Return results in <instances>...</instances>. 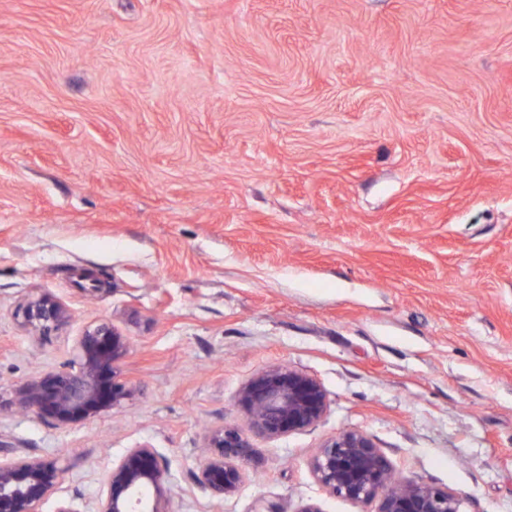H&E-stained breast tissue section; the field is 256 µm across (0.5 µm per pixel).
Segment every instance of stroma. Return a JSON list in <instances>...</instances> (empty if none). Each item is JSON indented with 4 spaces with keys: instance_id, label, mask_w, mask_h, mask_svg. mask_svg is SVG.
I'll return each mask as SVG.
<instances>
[{
    "instance_id": "35a3bbf8",
    "label": "stroma",
    "mask_w": 512,
    "mask_h": 512,
    "mask_svg": "<svg viewBox=\"0 0 512 512\" xmlns=\"http://www.w3.org/2000/svg\"><path fill=\"white\" fill-rule=\"evenodd\" d=\"M43 293L72 316L35 336ZM103 320L130 400L67 430L0 411L64 471L41 512H93L139 444L171 512H372L310 473L345 430L512 512V0H0V398ZM282 364L328 413L252 437L213 499L204 435Z\"/></svg>"
}]
</instances>
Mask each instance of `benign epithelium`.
Listing matches in <instances>:
<instances>
[{"mask_svg":"<svg viewBox=\"0 0 512 512\" xmlns=\"http://www.w3.org/2000/svg\"><path fill=\"white\" fill-rule=\"evenodd\" d=\"M22 323L43 335L66 323L70 309L48 295L32 298L21 309ZM127 341L111 323L89 326L78 341L73 367L33 376L18 385L8 405L34 412L42 420L67 429L119 407L134 395L121 382L117 368L127 354ZM238 401L248 412L245 432L234 426L210 431L201 484L216 498L237 491L245 482L242 462L251 448L248 433L276 439L317 424L329 400L313 376L286 366L271 367L250 379ZM12 446L0 441V512H40L62 481L63 470L38 456L9 457ZM311 473L329 494L355 503H373V512H463V501L447 489L411 483L370 436L347 430L327 439L313 456ZM171 475L156 449L142 445L125 450L105 474L95 512H170Z\"/></svg>","mask_w":512,"mask_h":512,"instance_id":"benign-epithelium-1","label":"benign epithelium"}]
</instances>
